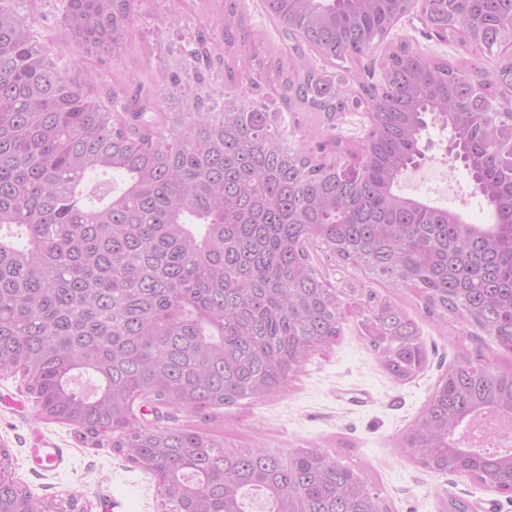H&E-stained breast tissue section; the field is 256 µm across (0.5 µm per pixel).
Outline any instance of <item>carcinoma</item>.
I'll return each instance as SVG.
<instances>
[{
	"mask_svg": "<svg viewBox=\"0 0 512 512\" xmlns=\"http://www.w3.org/2000/svg\"><path fill=\"white\" fill-rule=\"evenodd\" d=\"M26 0H0V372L29 378L40 415L96 446L163 475L165 512H384L362 475L326 448L283 453L227 444L194 425L137 416L149 399L188 413L272 397L312 352L341 331L336 289L311 262L316 246L373 279L412 287L429 309L461 311L512 353V112L494 110L512 76L481 93L475 69L403 44L384 60L388 91L357 149L361 165L316 159L314 134L354 107L339 74L253 55L241 73L206 32L183 48L180 70L100 94L76 63L59 65L22 14ZM79 58L124 57L134 0H56ZM409 0H265L323 61L355 60L381 43ZM429 25L466 29V47L489 54L512 41V0H427ZM247 20L224 0V45ZM275 77L284 112L257 94ZM194 80L192 101L182 98ZM224 80V96L206 91ZM162 113L163 129L146 119ZM451 132V151L495 223L467 224L446 208L406 198L394 186L422 156L428 119ZM101 177L92 182L91 173ZM354 313L384 369L405 380L427 353L399 306L371 293ZM77 373L94 392L72 386ZM512 412V371L482 358L448 366L403 436L427 469L463 466L485 485L512 486V450L495 458L462 446L456 429L488 412ZM17 482L0 484V512H30Z\"/></svg>",
	"mask_w": 512,
	"mask_h": 512,
	"instance_id": "carcinoma-1",
	"label": "carcinoma"
}]
</instances>
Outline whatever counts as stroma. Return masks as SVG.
<instances>
[{
  "instance_id": "stroma-1",
  "label": "stroma",
  "mask_w": 512,
  "mask_h": 512,
  "mask_svg": "<svg viewBox=\"0 0 512 512\" xmlns=\"http://www.w3.org/2000/svg\"><path fill=\"white\" fill-rule=\"evenodd\" d=\"M248 19L250 36L232 54L240 70H249L254 53L273 54L285 63L296 60L282 29L264 0H238ZM35 26L53 53L64 62L77 58L68 31L54 11L53 0H34ZM224 0H142L129 25L130 46L121 64L111 58L86 59L83 68L97 84L126 81L128 74L150 80L152 72L180 67V41L201 30L221 26ZM181 21L182 33L169 34V18ZM406 42L419 52L457 65L465 59L457 43L427 40L422 25L401 18L362 64L381 60L389 45ZM449 131L429 127L425 157L399 178V195L446 208L469 224H489L493 213L480 196L470 195L471 181L462 162L447 152ZM312 263L335 287L342 303L356 288H370L399 305L418 324L428 353L426 368L414 379L399 382L381 366L364 336L360 320L344 314L341 334L332 346L314 352L294 375L287 390L250 406L214 407L207 414L236 445L254 442L289 450L318 446L336 452L339 460L373 485L389 512H439L443 496L454 494L469 512H512V501L485 489L470 477L445 475L423 468L402 446L406 429L433 392L441 373L457 356L480 355L491 365L512 369V354L497 349L484 332L460 313L430 314L416 290L372 282L359 268L312 249ZM66 448V469L35 473L33 448ZM0 448L8 449L16 479L42 503H65L77 497L103 512L102 498L112 497V512H162L155 477L110 447L80 442L72 427L36 416V402L21 374L0 372Z\"/></svg>"
}]
</instances>
